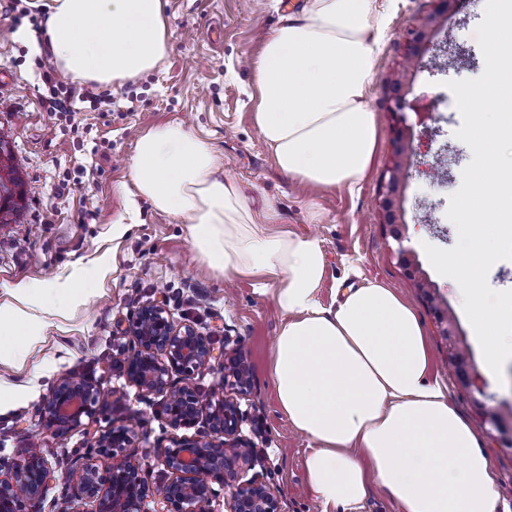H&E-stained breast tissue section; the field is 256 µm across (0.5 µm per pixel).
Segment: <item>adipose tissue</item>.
I'll use <instances>...</instances> for the list:
<instances>
[{
  "mask_svg": "<svg viewBox=\"0 0 512 512\" xmlns=\"http://www.w3.org/2000/svg\"><path fill=\"white\" fill-rule=\"evenodd\" d=\"M42 42L73 79L119 85L153 71L170 48L163 0H47ZM374 0H306L281 17L255 58L252 122L278 168L309 188H351L377 148L368 89L376 65ZM138 195L180 215L200 264L261 278L282 313L271 357L278 405L310 442L309 491L323 512H356L370 487L399 512H497L499 494L476 431L430 375L421 323L393 288L368 280L336 307L318 291L317 237L271 233L213 146L183 123L153 127L128 164ZM108 261L63 279L18 284L0 302V365L23 367L53 317L87 304Z\"/></svg>",
  "mask_w": 512,
  "mask_h": 512,
  "instance_id": "1",
  "label": "adipose tissue"
}]
</instances>
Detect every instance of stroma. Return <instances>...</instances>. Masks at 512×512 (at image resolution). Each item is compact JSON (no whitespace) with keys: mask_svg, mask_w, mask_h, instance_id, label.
I'll use <instances>...</instances> for the list:
<instances>
[{"mask_svg":"<svg viewBox=\"0 0 512 512\" xmlns=\"http://www.w3.org/2000/svg\"><path fill=\"white\" fill-rule=\"evenodd\" d=\"M17 1L26 7L32 2L0 0V127L13 134L27 221L0 226V301L19 281H52L68 275L76 263L89 265L108 255L115 262L99 296L55 319L24 368L0 366V384L26 388L21 398L0 404V457L19 458L36 441L61 471H68L84 453L87 437L80 429L64 435L47 430L41 410L61 376L89 377L106 393L94 429L133 424V453L145 480L153 489L163 485L168 474L155 450L172 430L162 416L161 398L140 395L117 364L128 345L123 330L130 312L160 298L168 301L176 322L192 324L216 349L241 343L252 388L238 399L246 413L242 435L254 454L253 471L276 492L282 512H322L306 484L309 441L281 413L270 374L280 312L259 292V278L226 279L201 267L185 218L156 211L126 189L127 163L138 137L151 127L182 122L221 155L225 176L243 188L253 209L274 202L281 229L321 240L324 306H336L347 286L371 279L402 294L427 336L433 379L475 428L491 460L498 512H512V361L505 363L502 377L486 378L483 393L461 381L448 339L439 332L441 322L455 326L469 369L484 372L482 352L458 284L437 273L424 250L428 244L449 249L458 240L446 213L472 152L455 136L462 118L448 104L447 83L484 71L475 30L485 0H456L445 12L438 0H375L383 20L370 95L377 151L359 185L336 190L307 189L281 172L251 118L249 63L264 35L281 16L300 11L305 0H165L171 45L163 63L137 80L110 87V101L101 108L79 104L70 120L42 105L46 88L39 63L50 55L34 51L41 33L32 23H15ZM431 13L437 14V24L425 51L405 70V82L410 98L426 104L436 121L426 126L415 112L405 113L413 153L402 193L406 232L399 242L379 207L397 149L390 87L402 68L409 25ZM133 206L139 211L137 224L113 239V224ZM401 246L414 252L428 289L409 278L397 254Z\"/></svg>","mask_w":512,"mask_h":512,"instance_id":"obj_1","label":"stroma"}]
</instances>
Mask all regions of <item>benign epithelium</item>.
Instances as JSON below:
<instances>
[{"mask_svg": "<svg viewBox=\"0 0 512 512\" xmlns=\"http://www.w3.org/2000/svg\"><path fill=\"white\" fill-rule=\"evenodd\" d=\"M435 16H429L409 30L406 58L420 55V44ZM393 107L400 123L408 91L401 81L393 82ZM406 169L397 160L390 169L388 193L380 202L384 223L395 224L394 195ZM126 333L132 337L124 358V374L130 384L145 394L162 396L163 416L174 430L190 428L205 420L208 433L196 438L173 437L156 449L160 464L169 473L168 481L155 490L163 504L161 512H209L214 485L229 492L230 512H280L278 496L257 477L243 479L253 467L243 450V411L238 401L219 392L201 394L192 384L196 371L212 366L224 386L247 393L249 368L240 349L211 365L214 349L207 338L191 325H177L165 307L155 301L142 303L128 318ZM185 382L177 386L172 373ZM103 403L100 387L87 379L61 377L43 406L48 428L65 434L82 426V418L93 419ZM136 431L130 424H114L93 437V445L71 465L69 494L87 507V512H146L149 487L132 460ZM53 467L39 446H30L17 460L0 458V512H42L49 489L57 482Z\"/></svg>", "mask_w": 512, "mask_h": 512, "instance_id": "benign-epithelium-1", "label": "benign epithelium"}]
</instances>
